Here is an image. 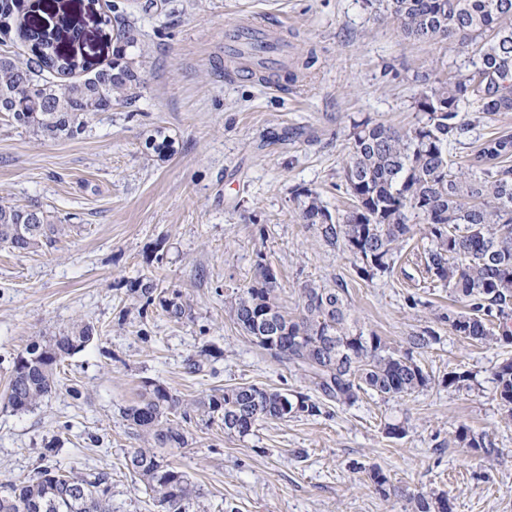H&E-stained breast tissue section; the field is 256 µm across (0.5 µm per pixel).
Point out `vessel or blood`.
Masks as SVG:
<instances>
[{"label": "vessel or blood", "instance_id": "obj_1", "mask_svg": "<svg viewBox=\"0 0 512 512\" xmlns=\"http://www.w3.org/2000/svg\"><path fill=\"white\" fill-rule=\"evenodd\" d=\"M288 53L280 28L246 19L224 31V66L227 73L278 69Z\"/></svg>", "mask_w": 512, "mask_h": 512}]
</instances>
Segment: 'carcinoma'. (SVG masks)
Wrapping results in <instances>:
<instances>
[{"instance_id":"carcinoma-1","label":"carcinoma","mask_w":512,"mask_h":512,"mask_svg":"<svg viewBox=\"0 0 512 512\" xmlns=\"http://www.w3.org/2000/svg\"><path fill=\"white\" fill-rule=\"evenodd\" d=\"M389 16L398 31L422 42L454 38L471 51V66L449 77L437 76L415 97V121L396 128L369 120L353 122L348 160L343 170L353 208L333 216L320 195L302 189L301 219L316 227L323 240L341 245L362 265L363 280L391 268L393 257L416 224L425 225V273L448 287L460 310L448 312L449 332L477 341L512 343V133L485 140L464 170L453 171L449 147L460 141L469 113L491 118L512 112V0H365ZM112 59L103 67L78 55L55 51L33 55L19 64L0 55V108L11 123L49 140L81 133L87 118L130 103L138 96L141 76L128 49L138 45V31L126 12L111 4ZM20 9V0H0V31ZM31 46L46 35L34 25L18 26ZM81 25L58 8L53 41H76ZM62 79L55 80L53 75ZM39 208L0 203V244L19 253L34 252L64 235ZM277 272L262 249L255 250L254 275L236 292L231 312L244 335L277 360L301 370L327 400L354 403L359 393L382 397L410 395L426 388L429 376L412 352L400 355L373 334H353L342 288L306 285L300 312L284 314L276 302ZM130 292L156 305L179 322L191 315L190 300L177 291L166 295L153 280L139 281ZM500 320L501 332H489L486 320ZM98 337L95 324L77 321L57 336L31 342L14 362L5 394L15 412L39 405L56 386L61 360ZM494 400L512 419V361L493 372ZM220 415L227 435L246 436L268 419L322 414L320 403L301 392L256 385L226 388L192 404ZM182 396L159 382L143 386L137 404L123 411L138 430L142 446L132 449L126 468L146 481L152 500L165 512H186L199 490L188 475L171 467L159 448L187 445L183 428L170 419H190ZM462 448L497 454L482 435L461 427ZM0 512H112V487L105 474L83 478L47 466L19 485H0Z\"/></svg>"}]
</instances>
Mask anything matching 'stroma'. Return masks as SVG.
I'll return each mask as SVG.
<instances>
[{
    "label": "stroma",
    "mask_w": 512,
    "mask_h": 512,
    "mask_svg": "<svg viewBox=\"0 0 512 512\" xmlns=\"http://www.w3.org/2000/svg\"><path fill=\"white\" fill-rule=\"evenodd\" d=\"M115 1L145 49L135 101L55 141L0 112V201L40 205L70 227L34 252L0 247V482L28 481L51 446L60 470L109 475L114 512H157L125 466L140 442L123 411L144 382L189 401L243 385L313 394L301 371L253 344L231 314L261 247L282 311L297 314L304 285L344 289L353 330L412 351L430 383L404 397L329 402L316 417L270 419L244 437L192 413L186 447L165 456L200 491L187 512H418V497L442 493L451 512H512V421L493 398V372L512 360V344L449 332L443 317L457 304L423 269L422 226L391 269L363 280L357 258L303 223L295 197L315 189L344 214L353 121L409 126L414 96L436 73L467 65V51L453 39L403 38L364 0H70V8L100 43L96 18ZM252 15L281 25L289 57L310 55L313 65L226 76L224 30ZM111 57L100 43L96 60ZM501 131L512 132V112L474 123L451 152L454 167H467ZM164 141L170 150H160ZM146 278L189 297L191 318L174 323L143 308L129 287ZM78 319L93 322L98 339L65 359L48 398L12 411L4 393L16 357ZM427 328L436 342L411 349L410 336ZM204 348L212 358L190 372L189 358ZM452 371L468 373V386H448ZM389 424L406 437H388ZM461 426L484 434L498 455L455 445ZM373 466L389 479L386 493L367 476Z\"/></svg>",
    "instance_id": "35a3bbf8"
}]
</instances>
